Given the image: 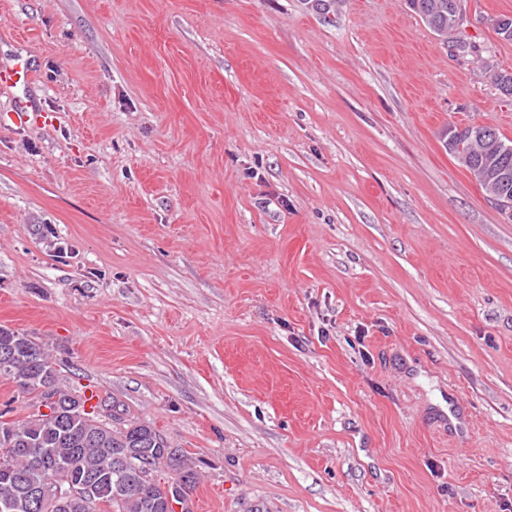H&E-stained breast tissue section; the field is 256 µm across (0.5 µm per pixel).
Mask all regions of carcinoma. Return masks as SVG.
<instances>
[{
  "mask_svg": "<svg viewBox=\"0 0 512 512\" xmlns=\"http://www.w3.org/2000/svg\"><path fill=\"white\" fill-rule=\"evenodd\" d=\"M413 12L440 38L457 46L460 25L448 27V10L460 15L458 0H417ZM473 127L454 129L455 142L445 145L448 153L465 167L486 196L512 199V180L493 175L512 171V141L497 129L489 139L472 137ZM13 353L0 378L9 380L33 397L32 412L23 420L9 421L0 413V498L9 496V508L0 512H40L27 490L37 491L45 502L57 499L54 472H64L72 481L93 479L89 494L63 512H175L169 507L170 481L182 482L177 503L187 505L189 489L197 480L191 459L179 448H171L150 424L131 421L122 428L85 411L84 392L59 382L48 349L30 337L0 328V353ZM57 396V415L46 418L33 411L43 388ZM40 448L35 459L28 452ZM166 477H159L160 473Z\"/></svg>",
  "mask_w": 512,
  "mask_h": 512,
  "instance_id": "obj_1",
  "label": "carcinoma"
}]
</instances>
